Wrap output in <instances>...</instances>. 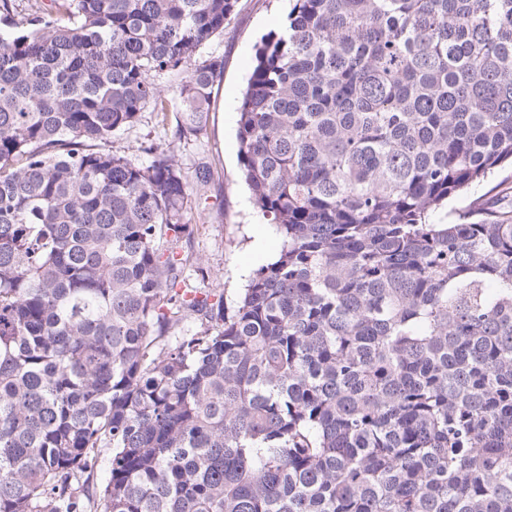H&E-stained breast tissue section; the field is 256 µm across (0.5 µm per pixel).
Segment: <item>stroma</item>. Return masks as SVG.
<instances>
[{
	"label": "stroma",
	"mask_w": 512,
	"mask_h": 512,
	"mask_svg": "<svg viewBox=\"0 0 512 512\" xmlns=\"http://www.w3.org/2000/svg\"><path fill=\"white\" fill-rule=\"evenodd\" d=\"M289 8L288 0H240L238 13L223 36L206 49L207 54L224 60V77L212 89L207 128L178 148L180 160L189 170L204 157L220 161L207 191V209L195 218L200 231L191 248L215 271L212 285L223 292L230 306L251 272L267 264L268 252H279L281 246L274 226L254 207L242 180L237 108L253 70L256 43L282 27ZM180 117L179 109H171L167 123L160 124L151 111H144L134 127L114 137L112 149L140 157L142 147L166 142Z\"/></svg>",
	"instance_id": "stroma-1"
}]
</instances>
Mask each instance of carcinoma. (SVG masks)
<instances>
[{"instance_id":"cac0c4a2","label":"carcinoma","mask_w":512,"mask_h":512,"mask_svg":"<svg viewBox=\"0 0 512 512\" xmlns=\"http://www.w3.org/2000/svg\"><path fill=\"white\" fill-rule=\"evenodd\" d=\"M238 3L0 0V512H512V213L438 217L512 165V0H293L237 120L281 250L229 310L176 145ZM183 75L174 74L163 79L162 85L167 91L173 102L176 103L174 109H171L168 116L167 125L164 127L157 123L151 108H147L140 118V121L131 129L118 133L113 138L112 150L119 154L129 157L145 159V155L140 152V146L146 147L150 144L167 142L169 130H173L176 120L181 119L179 107L177 105V90Z\"/></svg>"}]
</instances>
